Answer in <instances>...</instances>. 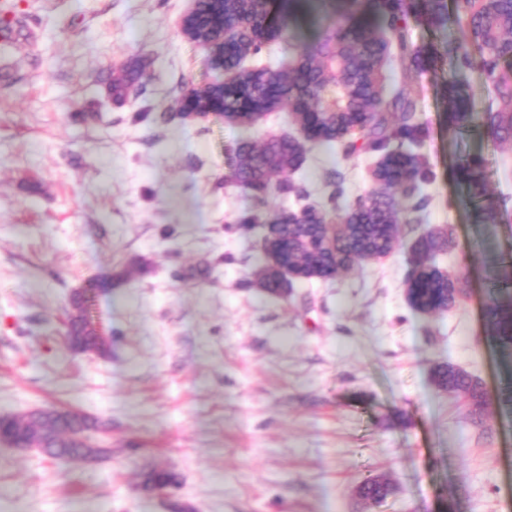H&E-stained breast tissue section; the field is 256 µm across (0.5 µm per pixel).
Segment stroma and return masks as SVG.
Returning <instances> with one entry per match:
<instances>
[{
	"label": "stroma",
	"instance_id": "obj_1",
	"mask_svg": "<svg viewBox=\"0 0 512 512\" xmlns=\"http://www.w3.org/2000/svg\"><path fill=\"white\" fill-rule=\"evenodd\" d=\"M188 0H12L0 43V416L71 408L105 421L112 447L94 464L0 447V512H512V414L497 402L512 372L486 321L492 278L512 262V142L449 117L498 110L464 24L421 5L405 15L418 58L392 50L384 97L415 102L423 137L412 153L431 171L420 197L398 200L400 245L328 279L259 285L265 207L333 216L378 192V151L360 135L309 143L283 174L288 192L260 204L229 184L243 146L296 138L287 110L251 127L213 115L168 120L182 90L219 79L178 26ZM288 33L240 69L280 68L336 24L370 22L358 0L291 6ZM144 66L141 93L115 104L113 69ZM481 160L478 223L461 168ZM448 245L426 262L470 294L423 314L406 297L416 251L430 233ZM90 296L111 354L71 352L70 297ZM477 380L482 413L441 389L439 366ZM176 474L164 498L145 492L149 467ZM388 479L386 505L356 489Z\"/></svg>",
	"mask_w": 512,
	"mask_h": 512
}]
</instances>
